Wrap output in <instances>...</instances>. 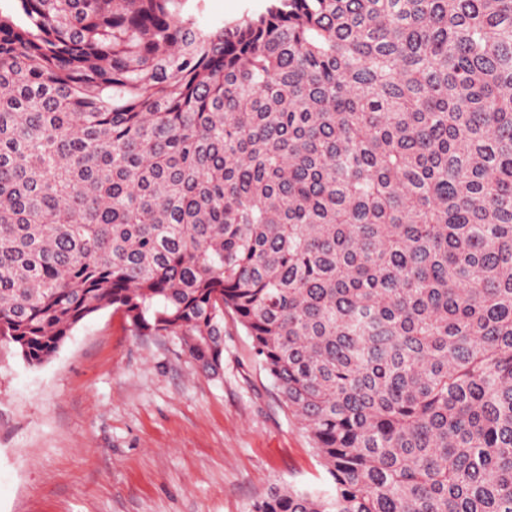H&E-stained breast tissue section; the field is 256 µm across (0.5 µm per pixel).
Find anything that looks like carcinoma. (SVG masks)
I'll return each mask as SVG.
<instances>
[{
  "label": "carcinoma",
  "mask_w": 512,
  "mask_h": 512,
  "mask_svg": "<svg viewBox=\"0 0 512 512\" xmlns=\"http://www.w3.org/2000/svg\"><path fill=\"white\" fill-rule=\"evenodd\" d=\"M16 2L0 348L230 311L326 473L252 512H512V0ZM192 12L202 23L231 22L245 14H259L270 0H190Z\"/></svg>",
  "instance_id": "carcinoma-1"
}]
</instances>
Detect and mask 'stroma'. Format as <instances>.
<instances>
[{"mask_svg":"<svg viewBox=\"0 0 512 512\" xmlns=\"http://www.w3.org/2000/svg\"><path fill=\"white\" fill-rule=\"evenodd\" d=\"M190 3L211 24L270 0ZM323 482L232 313L216 377L110 308L42 365L0 354V512H252L273 487Z\"/></svg>","mask_w":512,"mask_h":512,"instance_id":"stroma-1","label":"stroma"}]
</instances>
